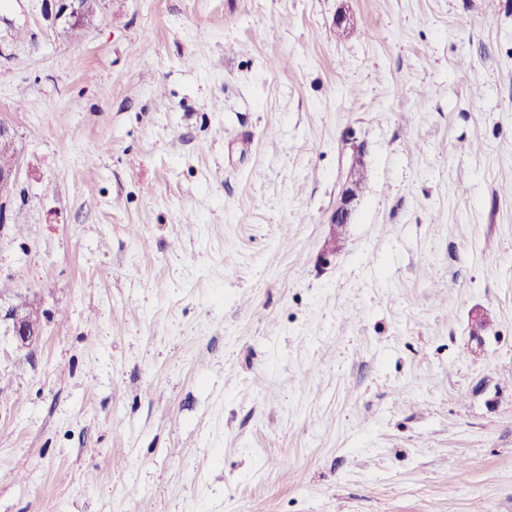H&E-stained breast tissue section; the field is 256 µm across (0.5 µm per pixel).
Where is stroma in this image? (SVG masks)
Wrapping results in <instances>:
<instances>
[{
	"instance_id": "35a3bbf8",
	"label": "stroma",
	"mask_w": 512,
	"mask_h": 512,
	"mask_svg": "<svg viewBox=\"0 0 512 512\" xmlns=\"http://www.w3.org/2000/svg\"><path fill=\"white\" fill-rule=\"evenodd\" d=\"M56 9L0 0V512H512V0ZM98 0H54L58 4L55 17L63 20L64 31L85 29L91 25ZM364 169L365 165L362 156L355 157L349 164L339 199L329 222L332 227L333 236L325 241L324 249L320 255V259L323 261H327L329 256L336 255L339 250L336 226L351 224L352 216L360 200L357 187L361 179L359 192L363 191ZM3 320L7 322L6 335L12 336L18 347L28 348L42 336L40 313L23 302L8 307L4 315L0 304V333Z\"/></svg>"
}]
</instances>
